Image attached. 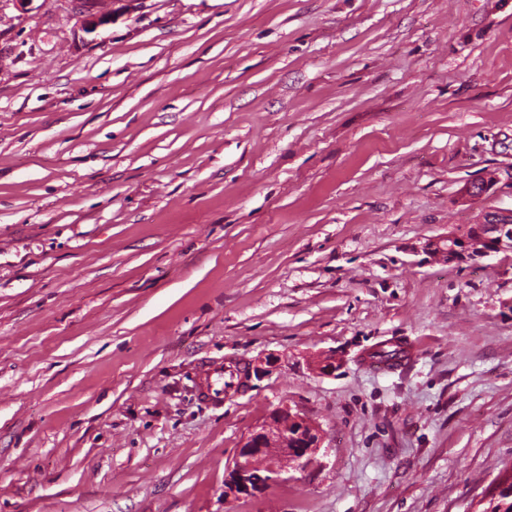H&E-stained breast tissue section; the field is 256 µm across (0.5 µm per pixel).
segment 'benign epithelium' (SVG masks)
Listing matches in <instances>:
<instances>
[{
	"instance_id": "7a95c632",
	"label": "benign epithelium",
	"mask_w": 512,
	"mask_h": 512,
	"mask_svg": "<svg viewBox=\"0 0 512 512\" xmlns=\"http://www.w3.org/2000/svg\"><path fill=\"white\" fill-rule=\"evenodd\" d=\"M83 16L82 30L94 32L112 22V0H77ZM512 251V212L507 215L492 214L481 223L472 226L462 237L448 238L445 252L448 261H460L471 257H482L492 250ZM297 431L305 433L301 449H285L290 463L279 458H268L258 463L262 451L277 440L288 443V435ZM320 431L306 418L291 410L279 409L268 421L258 426L238 449L231 471L234 480L224 486V496H238L252 491V484L268 485L283 480V475L291 470L302 471L310 462V456L320 447Z\"/></svg>"
}]
</instances>
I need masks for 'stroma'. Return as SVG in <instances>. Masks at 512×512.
Returning <instances> with one entry per match:
<instances>
[{
    "instance_id": "35a3bbf8",
    "label": "stroma",
    "mask_w": 512,
    "mask_h": 512,
    "mask_svg": "<svg viewBox=\"0 0 512 512\" xmlns=\"http://www.w3.org/2000/svg\"><path fill=\"white\" fill-rule=\"evenodd\" d=\"M492 212L512 0H114L92 33L0 0V512H477L512 252L435 248ZM281 406L307 470L225 500Z\"/></svg>"
}]
</instances>
